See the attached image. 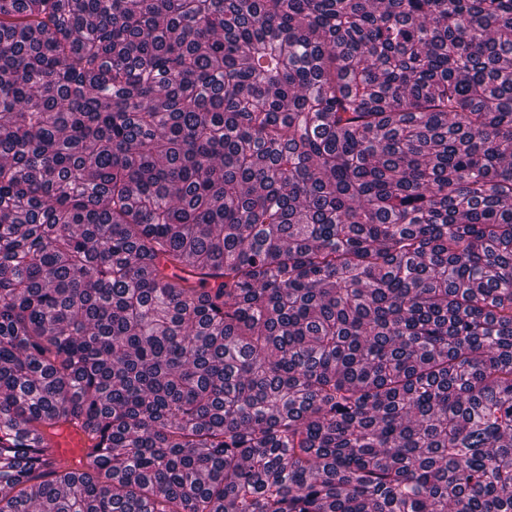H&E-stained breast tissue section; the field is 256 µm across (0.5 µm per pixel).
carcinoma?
Instances as JSON below:
<instances>
[{"label": "carcinoma", "instance_id": "carcinoma-1", "mask_svg": "<svg viewBox=\"0 0 512 512\" xmlns=\"http://www.w3.org/2000/svg\"><path fill=\"white\" fill-rule=\"evenodd\" d=\"M0 512H512V0H0ZM50 440L55 450V457L67 462L73 468L81 467L77 461L90 452L95 444L74 425L63 426L61 432L50 437Z\"/></svg>", "mask_w": 512, "mask_h": 512}]
</instances>
